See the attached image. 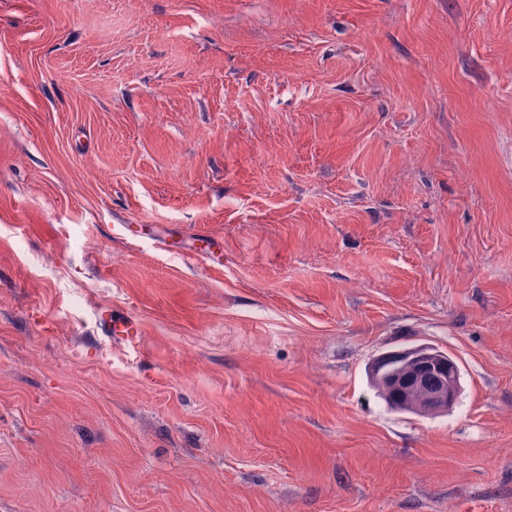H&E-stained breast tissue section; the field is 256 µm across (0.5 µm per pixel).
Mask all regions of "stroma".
Segmentation results:
<instances>
[{
	"label": "stroma",
	"instance_id": "stroma-1",
	"mask_svg": "<svg viewBox=\"0 0 512 512\" xmlns=\"http://www.w3.org/2000/svg\"><path fill=\"white\" fill-rule=\"evenodd\" d=\"M0 512H512V0H0ZM101 330L105 336L136 343L141 334L137 321L122 313L112 312V309L103 311ZM386 364L394 368L382 373ZM372 369L381 384L371 382L395 411H405L400 407L405 406L425 416L445 414L453 408L461 390L457 362L447 352L426 344L387 352ZM382 384L400 406L389 399Z\"/></svg>",
	"mask_w": 512,
	"mask_h": 512
}]
</instances>
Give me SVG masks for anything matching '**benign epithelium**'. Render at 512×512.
I'll list each match as a JSON object with an SVG mask.
<instances>
[{
  "label": "benign epithelium",
  "instance_id": "benign-epithelium-1",
  "mask_svg": "<svg viewBox=\"0 0 512 512\" xmlns=\"http://www.w3.org/2000/svg\"><path fill=\"white\" fill-rule=\"evenodd\" d=\"M373 374L395 403L425 416L450 411L461 390L457 362L426 344L383 354Z\"/></svg>",
  "mask_w": 512,
  "mask_h": 512
}]
</instances>
